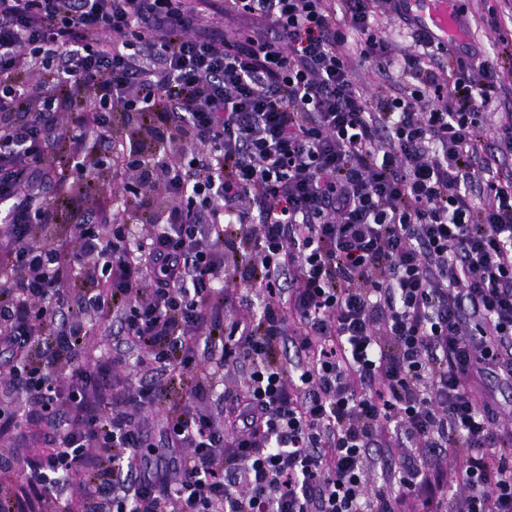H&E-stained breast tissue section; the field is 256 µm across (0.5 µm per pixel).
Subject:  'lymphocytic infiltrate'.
<instances>
[{
	"label": "lymphocytic infiltrate",
	"instance_id": "f902f5d3",
	"mask_svg": "<svg viewBox=\"0 0 512 512\" xmlns=\"http://www.w3.org/2000/svg\"><path fill=\"white\" fill-rule=\"evenodd\" d=\"M381 25L376 0H0V445L52 430L23 470L0 453V512L74 484L76 512H512L480 387L512 383V40L447 66ZM107 312L123 355L88 363ZM173 375L150 466L138 418Z\"/></svg>",
	"mask_w": 512,
	"mask_h": 512
}]
</instances>
